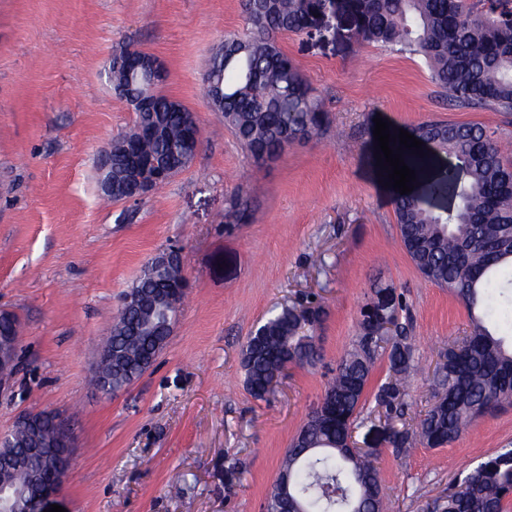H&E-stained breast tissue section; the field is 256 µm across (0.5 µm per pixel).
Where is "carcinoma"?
I'll use <instances>...</instances> for the list:
<instances>
[{
  "mask_svg": "<svg viewBox=\"0 0 512 512\" xmlns=\"http://www.w3.org/2000/svg\"><path fill=\"white\" fill-rule=\"evenodd\" d=\"M336 13L356 18L354 35L377 44L423 56L432 82L444 100L455 107H492L512 112V25L471 11L465 0H242L249 32L231 35L209 59L204 82H221L222 99L216 110L257 164L262 156L277 157L295 141L317 137L329 125L321 99L284 52L276 36L308 28L312 18L331 6ZM131 49L112 55V90L122 94L135 81L123 62ZM153 113L162 124L156 138L142 137L136 145L179 173L192 162L183 153L189 110L154 90ZM129 130L112 138V200L124 196L119 162ZM412 135L436 152L448 154L467 174L455 185L456 209L433 213L412 196L394 195L400 241L418 272L446 288L472 313L471 331L448 347L438 368L435 402L420 420L417 432L392 431L390 443L399 450L414 438L431 446L456 440L478 417L512 401V349L488 324L506 322L512 332V166L503 162L494 133L472 123L431 120ZM170 281L162 273H142L130 292L137 308L121 306L103 349L121 355L101 360L93 386L107 383L116 393L139 378L162 352L166 337L147 325L165 321ZM323 310L312 309L301 320L297 308L272 312L249 336L241 353L245 385L263 400L288 365L303 366L319 358L315 336ZM389 326L368 317L360 322L357 347L338 363L322 400L325 415L312 408L286 449L280 472L288 483L274 485L264 512H280L290 497L301 512H385V488L373 453L342 447L355 421L375 368L386 356L391 379L376 395L387 416L404 417L407 378L414 367L413 348L398 322L396 310L386 313ZM49 420L34 418L17 429L13 446L0 447V470L18 458L22 470L10 479L27 482L40 492L50 474L44 462V436ZM512 496V449L479 463L439 504V512H505Z\"/></svg>",
  "mask_w": 512,
  "mask_h": 512,
  "instance_id": "obj_1",
  "label": "carcinoma"
}]
</instances>
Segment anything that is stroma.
<instances>
[{
  "mask_svg": "<svg viewBox=\"0 0 512 512\" xmlns=\"http://www.w3.org/2000/svg\"><path fill=\"white\" fill-rule=\"evenodd\" d=\"M245 30L240 0H0V311L21 334L18 368L0 382V431L28 412L65 413L77 448L53 502L66 512H262L378 289L391 290L414 349L408 428L434 401L441 353L470 332L465 305L425 280L400 242L374 118L394 136L428 120L479 124L512 164V112L450 106L422 56L359 43L338 16L277 37L321 97L326 134L258 167L203 84L224 37ZM122 46L163 63L162 91L194 113L202 143L162 188L115 202L101 196L97 159L135 121L107 81ZM425 159L413 196L435 213L455 209L448 157ZM233 200L246 218L228 224ZM169 248L189 281L174 332L144 375L102 395L90 380L120 298ZM308 300L325 310L319 361L288 367L267 400L254 399L240 364L248 336L272 309ZM388 377L378 357L354 431L378 457L386 512H429L456 479L512 448L509 405L447 445L396 453L374 401Z\"/></svg>",
  "mask_w": 512,
  "mask_h": 512,
  "instance_id": "1",
  "label": "stroma"
}]
</instances>
